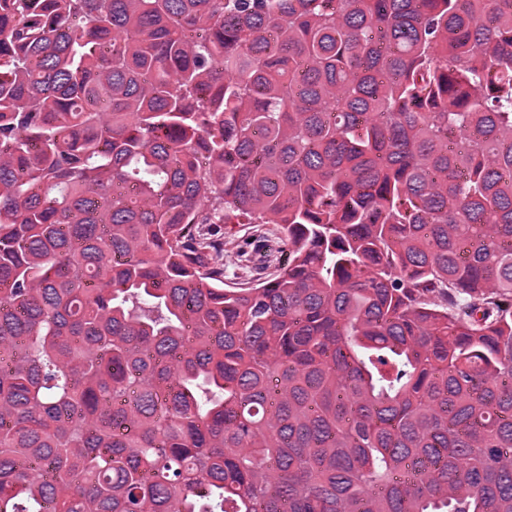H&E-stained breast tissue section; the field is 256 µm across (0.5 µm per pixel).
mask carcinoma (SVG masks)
<instances>
[{
	"label": "carcinoma",
	"mask_w": 512,
	"mask_h": 512,
	"mask_svg": "<svg viewBox=\"0 0 512 512\" xmlns=\"http://www.w3.org/2000/svg\"><path fill=\"white\" fill-rule=\"evenodd\" d=\"M0 512H512V0H0ZM279 224H262L265 232V241L257 243L252 239L251 227L253 224H213L211 229L214 233L224 235V244L233 241L238 244L248 255L250 262L246 271H237L233 275L232 271L224 277V282L230 286H240V284L252 280L262 273H273L276 271L278 261L267 263L266 255L274 252L279 242ZM229 233V234H228ZM232 234V236H230ZM252 239V242H249ZM270 265L268 268L263 267ZM276 266V267H275Z\"/></svg>",
	"instance_id": "1"
}]
</instances>
